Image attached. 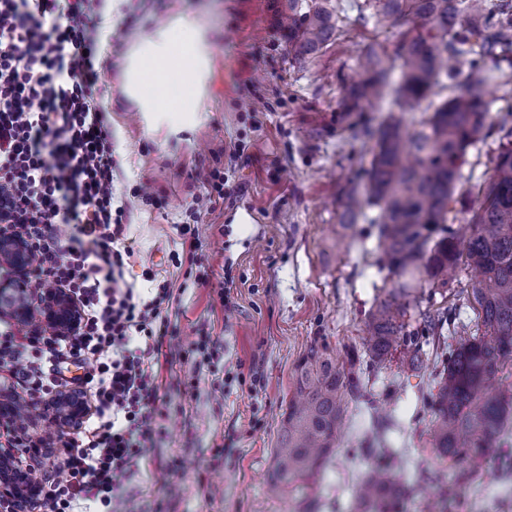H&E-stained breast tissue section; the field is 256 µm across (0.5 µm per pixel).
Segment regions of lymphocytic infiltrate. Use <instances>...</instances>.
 <instances>
[{
	"instance_id": "lymphocytic-infiltrate-1",
	"label": "lymphocytic infiltrate",
	"mask_w": 512,
	"mask_h": 512,
	"mask_svg": "<svg viewBox=\"0 0 512 512\" xmlns=\"http://www.w3.org/2000/svg\"><path fill=\"white\" fill-rule=\"evenodd\" d=\"M89 0H0V228L33 246L34 293L62 291L79 312L73 333L17 336L0 319V368L44 399L90 397L92 418L66 445L35 503L0 512L111 508L153 444L163 342L173 290L148 299L123 280L134 249L115 203L112 130L99 81ZM86 372L69 376L72 363Z\"/></svg>"
}]
</instances>
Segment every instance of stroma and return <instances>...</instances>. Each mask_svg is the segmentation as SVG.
Wrapping results in <instances>:
<instances>
[{"label":"stroma","mask_w":512,"mask_h":512,"mask_svg":"<svg viewBox=\"0 0 512 512\" xmlns=\"http://www.w3.org/2000/svg\"><path fill=\"white\" fill-rule=\"evenodd\" d=\"M358 2L340 0L350 21L339 43L300 63L289 55L279 24L288 0H124L112 17L103 12L104 0H91L101 17L97 99L112 127L115 184L135 247L129 275L143 290L150 287L147 271L174 289L164 346L177 356L162 372L161 433L148 451L151 464L128 484L120 512H301L296 500L270 488L296 366L313 345L346 358L360 345L382 288L394 280L376 263L375 209L352 227L341 223V197L361 180L366 150L344 124L374 126L383 117L376 105L342 118L341 88L370 44L391 52L400 40L399 29L379 35L373 20H359ZM180 14L206 22L213 55L201 120L175 136L145 123L122 93L121 74L131 40ZM501 136L492 131L469 149L466 192L450 223H465L477 208L476 188L492 171ZM236 144L245 150L234 160ZM231 164L236 172L223 203L192 216V198L203 191L193 180L196 168ZM190 223L210 277L203 285L186 282L179 264L188 252L180 227ZM227 276L233 281L228 310L217 295ZM470 291V274L461 266L447 287L423 290L417 303L423 310L447 308L471 325ZM206 336L218 367L253 369L259 386L197 370L193 347ZM428 380L398 359L367 377L366 401L352 404L340 443L309 490L319 512H349L379 460L380 412L398 421L389 435L390 447L400 451L398 477L436 469L430 414L419 400ZM506 455L512 457V434L491 448L445 512H512V472L501 469Z\"/></svg>","instance_id":"35a3bbf8"}]
</instances>
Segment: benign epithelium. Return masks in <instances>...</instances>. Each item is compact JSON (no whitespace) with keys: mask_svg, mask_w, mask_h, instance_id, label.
Segmentation results:
<instances>
[{"mask_svg":"<svg viewBox=\"0 0 512 512\" xmlns=\"http://www.w3.org/2000/svg\"><path fill=\"white\" fill-rule=\"evenodd\" d=\"M33 248L18 237L0 234V263L15 268L17 277L0 281V313L3 311L20 324L36 322L49 335L72 333L77 326L75 307L58 291L41 297L29 295L28 283L37 273ZM58 431H73L85 416L83 398L66 393L50 404H39ZM18 402L0 395V430L16 432ZM39 496V485L32 469L24 468L7 448H0V498L32 502Z\"/></svg>","mask_w":512,"mask_h":512,"instance_id":"7a95c632","label":"benign epithelium"}]
</instances>
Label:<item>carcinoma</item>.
<instances>
[{
	"mask_svg": "<svg viewBox=\"0 0 512 512\" xmlns=\"http://www.w3.org/2000/svg\"><path fill=\"white\" fill-rule=\"evenodd\" d=\"M358 10L361 18L370 11L381 28L408 24L393 54L371 49L361 56L362 76L345 86L343 107L385 105L379 127L353 130L369 144L370 159L366 181L345 190L344 224H354L365 206L378 209L372 223L379 227V268L397 280L370 313L362 351L340 365L326 347L313 345L297 365L275 448L273 486L287 495L315 481L337 447L348 403L365 399L362 364L381 370L398 352L419 361L421 345L408 333L413 294L448 285L461 260L475 275V329L452 344L442 332L448 310L426 317L437 327L431 340L446 352L422 397L433 413L432 451L458 483L469 477L460 466L479 465L512 423V389L491 390L512 357V129L480 188L479 209L464 224L448 223L467 151L493 127L485 93L512 81V0L492 8L486 0H364ZM339 22L329 0H288V52L301 63L310 59L339 38ZM417 110L424 115L409 123ZM420 479L448 500L444 469ZM415 490L378 469L362 485L356 512L395 509Z\"/></svg>",
	"mask_w": 512,
	"mask_h": 512,
	"instance_id": "obj_1",
	"label": "carcinoma"
}]
</instances>
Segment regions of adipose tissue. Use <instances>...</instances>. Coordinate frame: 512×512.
<instances>
[{
  "mask_svg": "<svg viewBox=\"0 0 512 512\" xmlns=\"http://www.w3.org/2000/svg\"><path fill=\"white\" fill-rule=\"evenodd\" d=\"M211 55L205 25L176 18L132 42L123 92L148 121L165 124L175 134L188 131L203 109Z\"/></svg>",
  "mask_w": 512,
  "mask_h": 512,
  "instance_id": "ef3b65f1",
  "label": "adipose tissue"
}]
</instances>
